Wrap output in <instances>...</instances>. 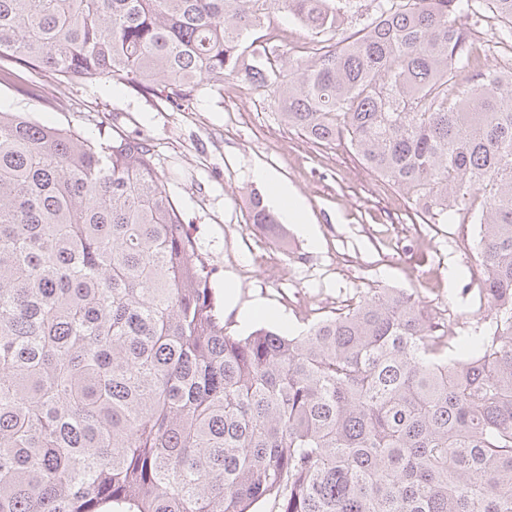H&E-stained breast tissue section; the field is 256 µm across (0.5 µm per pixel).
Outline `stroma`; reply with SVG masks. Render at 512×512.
Here are the masks:
<instances>
[{"instance_id": "1", "label": "stroma", "mask_w": 512, "mask_h": 512, "mask_svg": "<svg viewBox=\"0 0 512 512\" xmlns=\"http://www.w3.org/2000/svg\"><path fill=\"white\" fill-rule=\"evenodd\" d=\"M0 108L96 142L118 133L148 140L205 257L216 300L231 283L241 302L271 310L248 328L227 313L229 333H296L385 287L418 295L462 336L491 315L475 303L483 278L478 225L453 214L431 223L406 191L367 170L344 142L316 145L288 126L270 91L244 78L176 104L107 79L61 82L32 72L0 83ZM259 167L303 201L312 235L287 224L274 239L251 224L249 195L268 192L254 175Z\"/></svg>"}]
</instances>
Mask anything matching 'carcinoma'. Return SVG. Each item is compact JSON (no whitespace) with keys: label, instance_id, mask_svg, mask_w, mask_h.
Instances as JSON below:
<instances>
[{"label":"carcinoma","instance_id":"cac0c4a2","mask_svg":"<svg viewBox=\"0 0 512 512\" xmlns=\"http://www.w3.org/2000/svg\"><path fill=\"white\" fill-rule=\"evenodd\" d=\"M483 5L512 42V0H0V80L271 89L308 140L479 225L494 312L463 343L377 288L228 333L146 140L0 110V512H512V71L475 63ZM276 11L314 56H245ZM250 217L281 229L258 194Z\"/></svg>","mask_w":512,"mask_h":512}]
</instances>
